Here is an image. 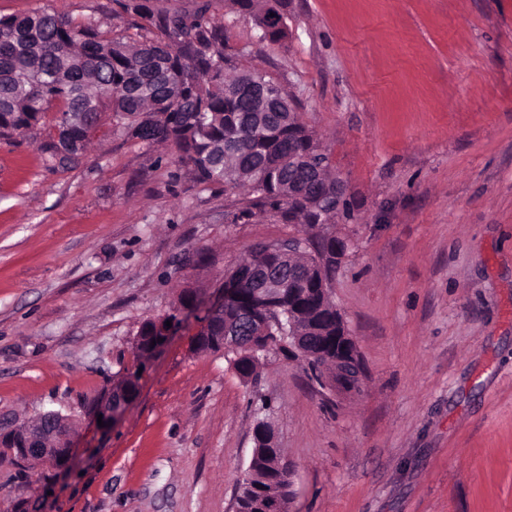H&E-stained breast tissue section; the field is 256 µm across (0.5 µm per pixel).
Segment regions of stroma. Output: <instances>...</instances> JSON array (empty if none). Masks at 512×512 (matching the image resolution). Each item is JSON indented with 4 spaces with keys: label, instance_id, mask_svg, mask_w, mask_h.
Here are the masks:
<instances>
[{
    "label": "stroma",
    "instance_id": "stroma-1",
    "mask_svg": "<svg viewBox=\"0 0 512 512\" xmlns=\"http://www.w3.org/2000/svg\"><path fill=\"white\" fill-rule=\"evenodd\" d=\"M121 32L115 0H0ZM241 64L280 82L347 186L331 299L361 392L326 396L276 352L241 379L184 322L138 366L140 325L262 241L168 148L97 134L51 167L0 139V423L72 416L62 468L0 464V512H233L258 419L294 469L291 512H512V0H288V38L211 9ZM140 370L110 427L89 406Z\"/></svg>",
    "mask_w": 512,
    "mask_h": 512
}]
</instances>
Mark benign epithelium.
Returning a JSON list of instances; mask_svg holds the SVG:
<instances>
[{
    "label": "benign epithelium",
    "mask_w": 512,
    "mask_h": 512,
    "mask_svg": "<svg viewBox=\"0 0 512 512\" xmlns=\"http://www.w3.org/2000/svg\"><path fill=\"white\" fill-rule=\"evenodd\" d=\"M83 123L82 116L73 114L56 131L59 153L64 156L74 147L72 131ZM297 239L268 242L264 250L276 256L291 253L296 249ZM245 272L235 266L224 273V290L222 296L205 307L204 323L194 338V347L211 344L228 352L241 353L244 357L258 358L268 355L283 345L279 336L254 335L245 343L238 336L239 327H225L218 336L211 335L210 324L214 316L225 309H234L241 317V322L249 324L256 319L255 311L261 308L275 312L274 317L266 320L269 325L280 324V310L288 308V349L291 355L306 361H313L321 353L309 349L307 337L298 332L295 310L296 290L283 288L282 283H291L287 279H271L257 268L252 271V282L260 286L251 289L248 297H243L242 286ZM169 316L151 319L155 344L146 346V354L155 355L169 340L175 327H166ZM342 343L343 353L336 360V366L353 372V380L345 381L340 377L322 375L317 384L333 395L356 393L361 390L365 369L357 345L352 336H338ZM139 383L129 381L122 376L112 383L104 399L97 405L93 415L102 416L108 425L123 414L127 406L136 396ZM258 441L266 447V457L270 461L267 476L259 482L253 481V463H248L244 478L239 483L235 512H289L294 497V470L289 462L279 456L277 436L273 426L263 420L259 429ZM0 448H6L9 454L21 461L28 459H56L66 461L73 456L71 427L69 418L59 411H45L33 421H17L7 426H0Z\"/></svg>",
    "instance_id": "7a95c632"
}]
</instances>
